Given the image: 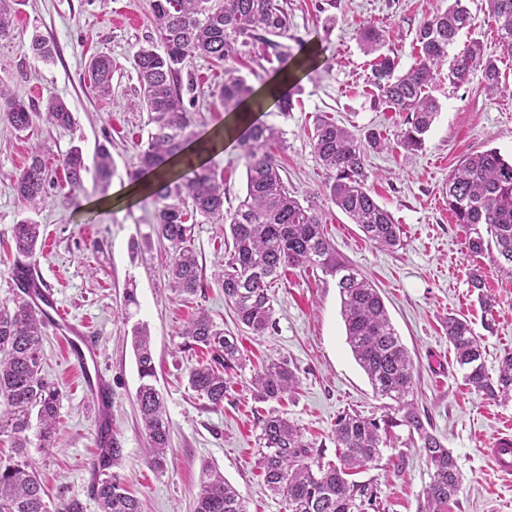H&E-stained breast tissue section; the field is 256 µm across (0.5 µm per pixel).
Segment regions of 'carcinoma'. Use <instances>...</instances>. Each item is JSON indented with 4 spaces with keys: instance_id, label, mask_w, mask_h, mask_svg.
<instances>
[{
    "instance_id": "obj_1",
    "label": "carcinoma",
    "mask_w": 512,
    "mask_h": 512,
    "mask_svg": "<svg viewBox=\"0 0 512 512\" xmlns=\"http://www.w3.org/2000/svg\"><path fill=\"white\" fill-rule=\"evenodd\" d=\"M497 24L502 52L512 55V0H487ZM152 14L163 51L149 43L134 55L140 85L136 106L148 112L152 125L146 144L139 147L138 168L130 180L148 172L157 176L159 188L149 189L158 203L152 234L168 244L166 277L174 294L189 301L202 288V267L188 246L197 217L228 226L232 248L224 255V270L218 281L224 302L237 320L254 335L273 325L270 290L290 268H318L336 279L340 314L346 343L365 373L373 392L389 400L380 417L344 414L336 421L334 440L338 462L323 464L313 457V446L303 440L288 418L271 413L261 428V469L265 485L284 498L288 512H362L377 509V490L357 484L349 477L370 466L385 448L398 447L393 429L405 427L408 441L424 451L433 469L426 494L425 512H447L448 502L458 496L461 474L452 451L426 428L415 405V368L408 349L397 334L377 288L354 267L345 263L327 235L321 216L303 206L281 176L275 149L283 147L273 126L253 122L237 138L246 161V196L233 212L224 211V178L206 165H198L184 153L193 141L192 116L184 106L180 87L182 66L194 56L224 62L261 44L275 52L288 69L292 54L281 52L280 38L288 37L290 18L279 0H153ZM13 14L8 0H0V41L11 31ZM472 28V17L464 0H450L448 8L425 20L417 32L420 44L416 63L397 74V57L381 52L384 36L373 26L364 27L359 40L367 53L375 55L369 84L377 90L380 104L406 113L405 128L397 135V146L407 152L423 148L439 110L427 93L435 79L443 77L458 87L481 71L483 88L499 90L500 70L496 60L484 54L471 39L451 55L461 34ZM34 57L49 60L53 47L37 35L31 43ZM112 57L94 56L89 65L97 94H112ZM220 97L224 112L235 114L244 104L262 111L264 98L241 77L228 75ZM0 101L10 125L18 132L31 129L37 119L60 128L74 124L73 113L58 99L49 98L44 111L8 94L0 84ZM313 151L326 175L331 202L359 226L365 237L380 248L400 244V225L381 207L366 187V155L378 150L384 139L374 131L362 135L322 119L312 135ZM77 202L86 166L80 147L60 160ZM115 174L107 146L98 149L95 179L106 188ZM49 177L48 162L41 146L34 147L29 164L14 183L17 196L31 207L42 200ZM448 209L455 222L465 228L468 249L473 254L497 251L512 264V160L495 149L477 152L462 160L446 184ZM41 227L29 218L15 224L14 251L18 256L35 255ZM46 314L23 297L13 304H0V431L14 435L18 460H0V512H84L83 503L61 497L49 509L37 471L24 459L33 444L42 450L54 447L61 422L62 394L41 374L42 329ZM444 330L464 380L489 400H512V353L499 362L496 378L489 377L479 337L464 317L448 316ZM182 349L209 354L188 372L192 390L212 407L224 404L225 375L240 367L238 337L224 331L209 312L199 308L181 332ZM132 346L141 383L136 403L147 443V463L161 469L171 445L170 422L163 399L154 385L156 378L150 336L138 326ZM254 397L261 402L279 401L293 392L299 378L284 362H271L250 380ZM36 424H31V421ZM36 428V441L27 431ZM96 446L109 449V456L92 462L90 496L98 512H141L138 498L129 494L114 472L123 458L121 440L108 427H99ZM194 512H247L245 502L219 469L202 467Z\"/></svg>"
}]
</instances>
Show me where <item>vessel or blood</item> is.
Returning <instances> with one entry per match:
<instances>
[{"label":"vessel or blood","instance_id":"b4317fda","mask_svg":"<svg viewBox=\"0 0 512 512\" xmlns=\"http://www.w3.org/2000/svg\"><path fill=\"white\" fill-rule=\"evenodd\" d=\"M28 287L31 301L49 315L52 325L70 347L74 362L84 377V387L94 400L99 421H109L112 407L110 384L100 367L99 350L93 336L86 325L74 324L61 313L54 293L36 272H29ZM484 454L494 470L502 473L512 471V445L498 442L485 449Z\"/></svg>","mask_w":512,"mask_h":512}]
</instances>
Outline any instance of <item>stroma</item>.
<instances>
[{
	"label": "stroma",
	"mask_w": 512,
	"mask_h": 512,
	"mask_svg": "<svg viewBox=\"0 0 512 512\" xmlns=\"http://www.w3.org/2000/svg\"><path fill=\"white\" fill-rule=\"evenodd\" d=\"M151 0H23L8 39L0 42V82L19 99L43 107L56 97L74 116L63 129L42 122L19 133L0 112V303L17 295L12 268V228L23 218L42 226V246L33 259L70 319L86 323L99 342L100 362L112 382V430L122 440L118 468L127 490L143 512H193L202 465L216 466L243 498L247 512H286L281 497L265 487L260 469L262 421L272 413L288 417L323 461L336 458L333 429L345 412L378 415L376 397L346 343L336 280L310 268L289 270L271 290L274 324L264 335L241 333L243 363L229 380L224 405L212 408L191 390L188 371L194 357L180 351V332L196 308L209 311L226 330L236 331L232 311L216 281L224 265V227L199 223L190 241L203 269L205 286L193 302L183 303L167 288V253L148 244L154 222V198L88 211L83 201L102 197L92 173L83 176L78 202L59 164L71 147H80L93 165L98 145L114 160L112 186L128 181L138 166V147L148 137L147 112L133 108L139 84L134 54L155 43ZM474 25L470 38L497 57L501 89L493 96L481 75L452 87L436 82L428 92L438 115L422 151L396 148L404 113L375 107L367 82L373 58L358 40L360 29L382 27L387 49L406 73L418 56L416 32L424 20L444 11L448 0H285L291 26L285 44L297 53L301 43L315 44L316 65L303 73L288 111L268 103L261 122L284 133L282 156L289 192L323 218L338 255L379 289L391 321L408 348L417 378L415 397L422 419L457 458L462 490L448 512H512V475L491 470L483 450L498 435L512 437V401L493 402L467 386L448 344L443 322L448 314L467 316L480 338L485 368L496 375L502 356L512 352V271L500 269L491 254L468 251L464 228L456 224L443 195L459 160L486 149L512 156V57L500 48L496 24L486 0H465ZM41 35L53 44L52 61L33 57L30 42ZM112 58V94L99 97L88 77L91 56ZM277 61L261 48L240 59L215 63L191 58L181 71L184 105L192 130L202 134L223 125L220 98L226 72L246 79L254 89L274 77ZM329 119L361 134L380 133L387 146L369 151L367 186L403 229L402 244L391 250L368 241L329 200L325 174L312 149L319 120ZM49 151L51 180L37 210L16 196L13 185L36 145ZM210 166L224 176V209L234 211L246 195V167L237 148L213 155ZM481 274L483 291L494 300L485 312L471 285ZM134 289L135 304L125 302ZM147 326L154 349L157 387L171 421L172 454L165 469L151 468L135 393L139 385L130 345L135 324ZM269 360L287 361L300 379L295 393L281 402L255 400L249 381ZM42 375L62 393L61 423L52 454L29 448L50 496L78 498L86 512H97L90 498V461L97 420L78 369L68 360L53 326L43 329ZM432 470L424 453L385 449L381 460L355 475V482L378 489V512H422Z\"/></svg>",
	"instance_id": "1"
}]
</instances>
